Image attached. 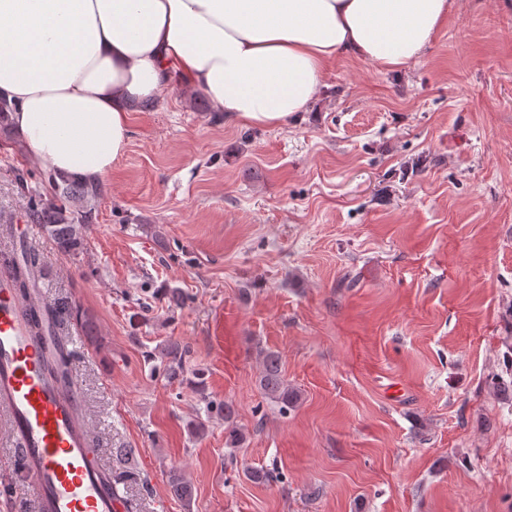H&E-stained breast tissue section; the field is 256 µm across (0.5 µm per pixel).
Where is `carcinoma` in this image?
Segmentation results:
<instances>
[{
    "label": "carcinoma",
    "instance_id": "obj_1",
    "mask_svg": "<svg viewBox=\"0 0 512 512\" xmlns=\"http://www.w3.org/2000/svg\"><path fill=\"white\" fill-rule=\"evenodd\" d=\"M44 179L54 191V200L48 203H38L29 211L32 223L41 226L56 243L58 249L67 254L78 252L85 248L86 242L82 225L89 222L94 202L103 193V186L98 181H82L52 171L43 173ZM40 258L31 250L23 251L21 258H6L4 266L8 269L13 288L17 295L28 298L33 287L35 276L39 271ZM25 315L29 323L33 339L42 338L48 327L55 326L54 310L39 307H26ZM262 371L258 378V388L268 400L287 410L300 400L299 391L288 386L283 377L281 360L278 353L271 350L260 351ZM185 349L176 341L170 343L159 353L160 365L169 376H176L183 368ZM73 355L65 348L59 349L58 357L51 368L55 378L70 380ZM216 413L224 418V424L229 428L230 443L235 444L243 439L242 431L233 426L235 420L234 407L226 402H207L206 414ZM168 484L172 493L185 501L191 500V485L186 481L181 471L173 469L169 472Z\"/></svg>",
    "mask_w": 512,
    "mask_h": 512
}]
</instances>
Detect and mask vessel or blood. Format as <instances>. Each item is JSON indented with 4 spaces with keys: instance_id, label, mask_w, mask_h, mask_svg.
Returning <instances> with one entry per match:
<instances>
[{
    "instance_id": "1",
    "label": "vessel or blood",
    "mask_w": 512,
    "mask_h": 512,
    "mask_svg": "<svg viewBox=\"0 0 512 512\" xmlns=\"http://www.w3.org/2000/svg\"><path fill=\"white\" fill-rule=\"evenodd\" d=\"M67 337L33 340L11 287L0 271V409L19 443L38 512H128L119 488L102 475L78 389L50 374Z\"/></svg>"
}]
</instances>
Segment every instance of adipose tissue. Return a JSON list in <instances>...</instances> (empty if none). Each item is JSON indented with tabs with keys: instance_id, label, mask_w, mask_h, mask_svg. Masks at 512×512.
<instances>
[{
	"instance_id": "ef3b65f1",
	"label": "adipose tissue",
	"mask_w": 512,
	"mask_h": 512,
	"mask_svg": "<svg viewBox=\"0 0 512 512\" xmlns=\"http://www.w3.org/2000/svg\"><path fill=\"white\" fill-rule=\"evenodd\" d=\"M453 0H0V98L22 146L76 179L107 174L129 105L180 75L232 120L304 111L336 57L421 58Z\"/></svg>"
}]
</instances>
